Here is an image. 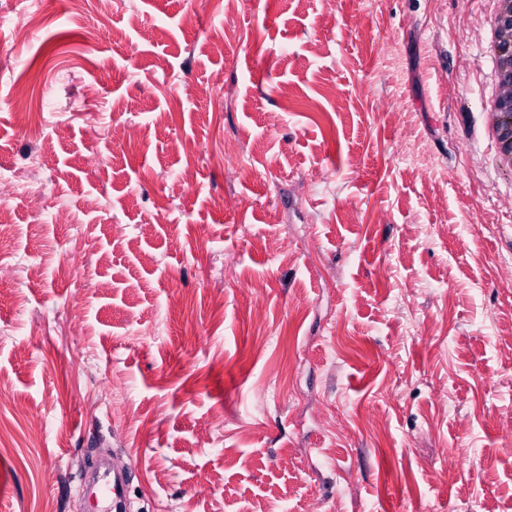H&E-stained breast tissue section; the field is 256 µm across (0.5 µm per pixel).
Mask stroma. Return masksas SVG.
Wrapping results in <instances>:
<instances>
[{"mask_svg": "<svg viewBox=\"0 0 512 512\" xmlns=\"http://www.w3.org/2000/svg\"><path fill=\"white\" fill-rule=\"evenodd\" d=\"M495 4L0 0V512H512ZM112 472V481L104 477L101 485L100 499L107 504L105 508L108 510L104 512L111 511L112 507L114 508L122 501L123 486L125 483L124 475L115 470Z\"/></svg>", "mask_w": 512, "mask_h": 512, "instance_id": "1", "label": "stroma"}]
</instances>
